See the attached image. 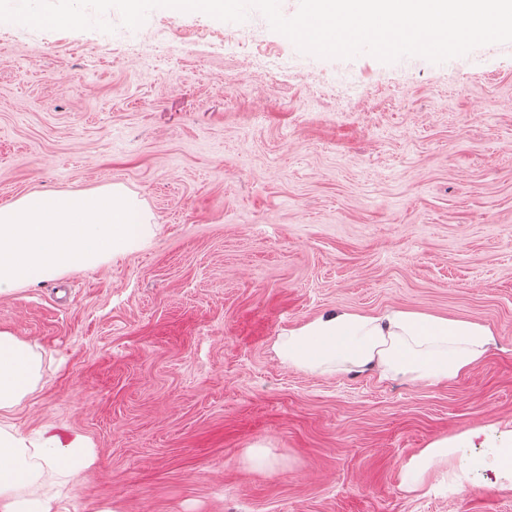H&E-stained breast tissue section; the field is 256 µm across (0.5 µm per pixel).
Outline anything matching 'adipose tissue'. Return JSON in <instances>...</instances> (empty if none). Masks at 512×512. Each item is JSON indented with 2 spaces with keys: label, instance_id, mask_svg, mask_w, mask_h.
<instances>
[{
  "label": "adipose tissue",
  "instance_id": "obj_1",
  "mask_svg": "<svg viewBox=\"0 0 512 512\" xmlns=\"http://www.w3.org/2000/svg\"><path fill=\"white\" fill-rule=\"evenodd\" d=\"M495 338L490 327L466 320L392 309L366 314L339 309L314 318L279 337L275 344L283 363L308 372H369L382 381L440 383L470 371ZM35 361L28 348L0 333V410H9L34 385ZM90 461L76 440L50 434L31 446L0 433V512H51L54 496L41 492L27 508L11 495L19 484H36L45 469L73 473ZM439 465L453 469L460 492L477 484L512 491V436L475 449L472 438L456 442L439 437L399 466L398 488L416 493Z\"/></svg>",
  "mask_w": 512,
  "mask_h": 512
}]
</instances>
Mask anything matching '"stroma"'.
I'll return each mask as SVG.
<instances>
[{
	"label": "stroma",
	"instance_id": "obj_1",
	"mask_svg": "<svg viewBox=\"0 0 512 512\" xmlns=\"http://www.w3.org/2000/svg\"><path fill=\"white\" fill-rule=\"evenodd\" d=\"M245 25L234 54L202 13L0 26V206L118 184L147 219L130 248L0 294V333L38 362L0 428L93 454L44 473L55 512H512L446 466L397 488L431 440L512 430V44L386 64ZM394 308L496 343L416 384L274 350L321 314Z\"/></svg>",
	"mask_w": 512,
	"mask_h": 512
}]
</instances>
